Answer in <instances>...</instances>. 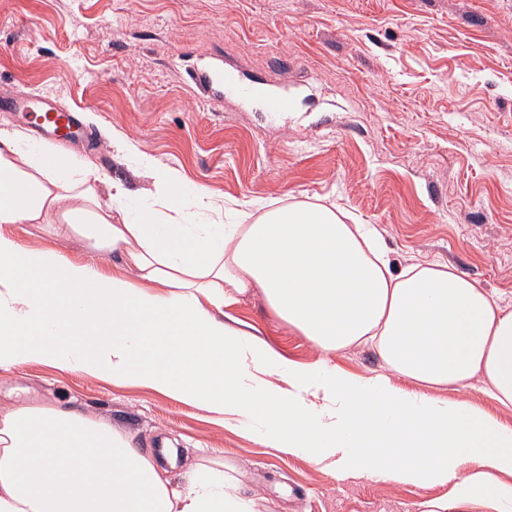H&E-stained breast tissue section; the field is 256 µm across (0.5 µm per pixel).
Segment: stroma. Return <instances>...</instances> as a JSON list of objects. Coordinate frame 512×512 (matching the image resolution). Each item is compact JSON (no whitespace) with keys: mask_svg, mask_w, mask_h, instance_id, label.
Returning <instances> with one entry per match:
<instances>
[{"mask_svg":"<svg viewBox=\"0 0 512 512\" xmlns=\"http://www.w3.org/2000/svg\"><path fill=\"white\" fill-rule=\"evenodd\" d=\"M288 96L279 117L214 70ZM48 95L79 112L93 143L0 127L63 147L128 182L138 154L225 200L346 209L377 225L396 267L451 265L512 308V0H0V92ZM235 316L288 359L319 353L261 295ZM70 404L134 438L174 448L242 483L258 512H421L443 487L340 480L246 427L155 391L46 364L0 371V411Z\"/></svg>","mask_w":512,"mask_h":512,"instance_id":"obj_1","label":"stroma"}]
</instances>
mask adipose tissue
I'll return each instance as SVG.
<instances>
[{
	"label": "adipose tissue",
	"mask_w": 512,
	"mask_h": 512,
	"mask_svg": "<svg viewBox=\"0 0 512 512\" xmlns=\"http://www.w3.org/2000/svg\"><path fill=\"white\" fill-rule=\"evenodd\" d=\"M139 165L153 189L134 212L122 181L0 128V370L40 363L140 385L349 476L448 486L423 512H512V427L462 397L478 379L512 410L511 308L445 264L393 269L379 230L346 223L339 206L228 224L223 197ZM17 224L83 236L129 272L28 246ZM256 293L319 361L289 360L233 317ZM355 346L374 348L385 375L330 365ZM449 388L460 398H443ZM0 512L254 509L237 478L198 464L171 472L104 421L23 405L0 415Z\"/></svg>",
	"instance_id": "ef3b65f1"
}]
</instances>
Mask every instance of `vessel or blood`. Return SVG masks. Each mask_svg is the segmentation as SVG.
<instances>
[{
	"label": "vessel or blood",
	"mask_w": 512,
	"mask_h": 512,
	"mask_svg": "<svg viewBox=\"0 0 512 512\" xmlns=\"http://www.w3.org/2000/svg\"><path fill=\"white\" fill-rule=\"evenodd\" d=\"M247 93L251 97L262 99L268 112L281 114L291 109V102L287 97L266 94L263 86L253 85L248 88ZM0 112L24 113L35 131L60 140L71 139L82 132L77 112L58 108L48 97L28 98L6 93L0 95Z\"/></svg>",
	"instance_id": "vessel-or-blood-1"
}]
</instances>
